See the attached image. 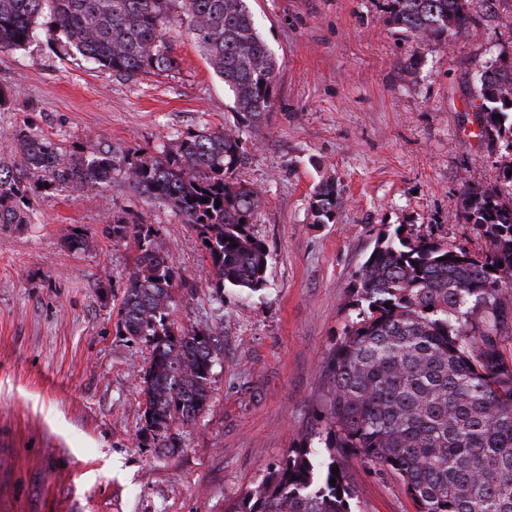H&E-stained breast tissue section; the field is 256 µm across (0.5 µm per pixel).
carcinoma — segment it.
Segmentation results:
<instances>
[{"label":"carcinoma","mask_w":512,"mask_h":512,"mask_svg":"<svg viewBox=\"0 0 512 512\" xmlns=\"http://www.w3.org/2000/svg\"><path fill=\"white\" fill-rule=\"evenodd\" d=\"M469 0H387L391 22L416 38L446 41L468 23ZM182 18L234 109L259 125L273 104L276 60L247 0H0V49H19L41 18L98 68L127 78L178 66L164 27ZM475 106L481 134L512 142V59L484 67ZM0 157V224H25L28 178L75 192L123 175L138 195L161 201L196 232L212 287H267L269 251L251 238L259 192L235 179L243 161L233 129L191 132L155 152L87 155L19 128ZM221 201L215 206V201ZM334 184L317 187L315 222H330ZM465 219L490 242L472 253L399 228L378 236L355 272L352 313L322 369L324 430L317 445L282 456L227 512H352L336 455L351 452L398 477L416 512H512V190L468 196ZM135 258L118 331L151 347L139 382L142 440L179 447L173 424L195 421L211 402V330L174 318L185 286L150 224L109 219ZM493 270H488V267ZM202 339H197V336ZM336 484H330V479Z\"/></svg>","instance_id":"1"}]
</instances>
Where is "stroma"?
Returning <instances> with one entry per match:
<instances>
[{
  "label": "stroma",
  "instance_id": "1",
  "mask_svg": "<svg viewBox=\"0 0 512 512\" xmlns=\"http://www.w3.org/2000/svg\"><path fill=\"white\" fill-rule=\"evenodd\" d=\"M278 63L266 123L243 121L186 28L165 30L178 71L125 79L94 69L38 22L0 51V136L24 128L84 152L155 151L190 132L239 130L237 180L262 198L252 233L269 248L268 285L215 292L192 228L115 176L75 193H30L28 223L0 224V512H226L288 450L322 427L319 369L350 313L355 271L384 229L482 252L463 218L471 191L506 186L512 149L479 136L483 65L512 56V29L472 0L448 41L412 39L386 0H249ZM331 181L338 205L315 223ZM154 225L185 278L176 318L211 328L212 401L174 424V451L140 438L138 390L151 350L116 331L128 241L109 215ZM81 227L90 244L67 240ZM353 512H415L403 483L340 459ZM333 183H322L314 191L311 202V210L314 220L318 224L329 223L336 211L338 197Z\"/></svg>",
  "mask_w": 512,
  "mask_h": 512
}]
</instances>
